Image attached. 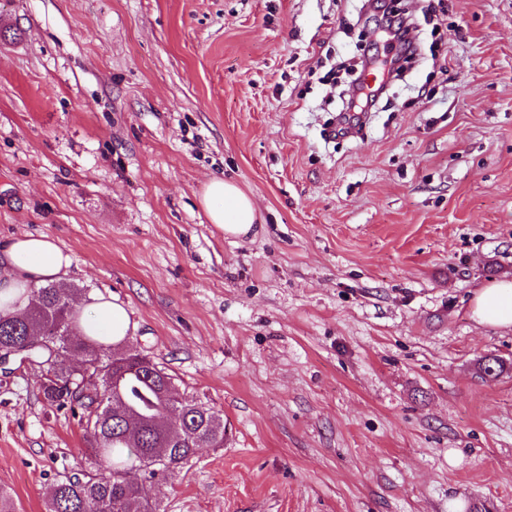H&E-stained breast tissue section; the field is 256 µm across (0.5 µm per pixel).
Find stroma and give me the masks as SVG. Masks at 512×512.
<instances>
[{
  "mask_svg": "<svg viewBox=\"0 0 512 512\" xmlns=\"http://www.w3.org/2000/svg\"><path fill=\"white\" fill-rule=\"evenodd\" d=\"M407 12L421 61L344 131L336 78ZM254 201L248 236L201 202ZM224 416L165 512H512V0H0V244ZM505 366L486 376L482 361ZM40 367L0 371V486L43 512L86 465ZM202 203L212 224L230 236H246L257 224L253 201L239 187L222 176H213L206 183ZM472 313L482 325L512 326V280L502 279L480 288Z\"/></svg>",
  "mask_w": 512,
  "mask_h": 512,
  "instance_id": "stroma-1",
  "label": "stroma"
}]
</instances>
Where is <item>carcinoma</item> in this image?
Instances as JSON below:
<instances>
[{
	"instance_id": "1",
	"label": "carcinoma",
	"mask_w": 512,
	"mask_h": 512,
	"mask_svg": "<svg viewBox=\"0 0 512 512\" xmlns=\"http://www.w3.org/2000/svg\"><path fill=\"white\" fill-rule=\"evenodd\" d=\"M77 289L48 283L21 315L0 317V347L46 368L44 400L84 427L88 466L62 476L44 512H164L141 493L148 480L186 467L197 449L224 444V418L180 392L176 378L127 336L81 331Z\"/></svg>"
}]
</instances>
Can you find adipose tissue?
Wrapping results in <instances>:
<instances>
[{"label": "adipose tissue", "instance_id": "ef3b65f1", "mask_svg": "<svg viewBox=\"0 0 512 512\" xmlns=\"http://www.w3.org/2000/svg\"><path fill=\"white\" fill-rule=\"evenodd\" d=\"M202 203L212 224L230 236L250 233L258 220L253 201L239 187L221 176L206 183ZM71 257L44 235H23L0 247V314L22 312L30 290L47 282L65 279ZM85 314L84 329L98 336H125L130 332L127 313L120 304L99 296L78 303ZM472 313L479 324L512 326V280L502 279L477 292Z\"/></svg>", "mask_w": 512, "mask_h": 512}]
</instances>
